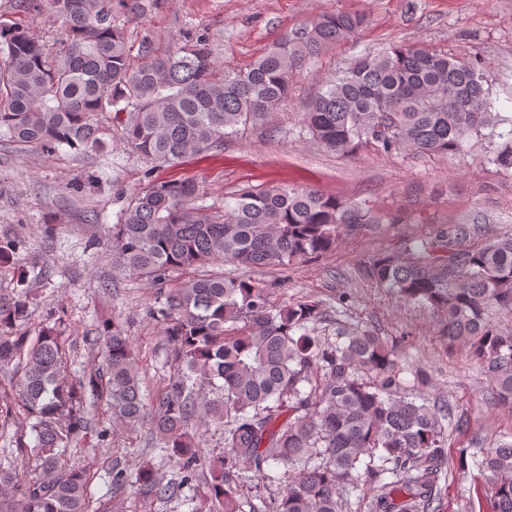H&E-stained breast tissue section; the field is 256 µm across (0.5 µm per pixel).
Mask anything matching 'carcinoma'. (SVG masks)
<instances>
[{
    "label": "carcinoma",
    "mask_w": 512,
    "mask_h": 512,
    "mask_svg": "<svg viewBox=\"0 0 512 512\" xmlns=\"http://www.w3.org/2000/svg\"><path fill=\"white\" fill-rule=\"evenodd\" d=\"M64 19L61 48L46 50L25 28L0 24V139L23 146L102 152L97 116L110 110L127 143L153 163L172 165L220 150L238 127L255 123L288 95L290 74L367 24L339 11L287 31L243 68L219 70L201 43L145 51L131 61L114 0H50ZM505 118L492 111L489 78L470 58L412 45L358 58L324 80L307 112V128L324 147L353 152L375 146L446 157ZM492 161L512 169V129ZM396 223L362 202L345 203L310 188L246 189L214 211L198 204L189 181L152 180L134 194L112 229L115 267L156 290L147 310L174 346L178 375L152 401L142 390L132 340L102 326L101 364L76 381L65 372L66 340L55 326L35 337L17 329L27 296L0 301V370L21 372L18 403L33 420L35 448L16 434L17 464L0 474V512H99L89 493L95 471L68 466L57 449L86 442L88 403L112 419L151 426L179 473L164 481L148 460L134 485L144 500L207 492L195 512H245L237 481L243 469L266 478L285 468L273 512H341L340 493L372 487L368 512H429L444 469L472 465L490 474L491 512H512V441L471 442L469 456H446L452 412L445 402L407 394L393 350L355 329L333 342L316 335V301L276 305L267 285L226 279L210 266L288 268L328 253L343 232ZM472 224L441 226L403 252L380 253L363 274L400 300L427 305L447 321L448 341L465 343L488 374L490 396L512 405V332L490 324L512 312V233L466 246ZM16 244H0V269L26 274ZM195 270L183 280L175 270ZM213 387L217 398L200 397ZM223 427L224 454L203 461L194 425ZM399 476L391 482L384 475Z\"/></svg>",
    "instance_id": "1"
}]
</instances>
